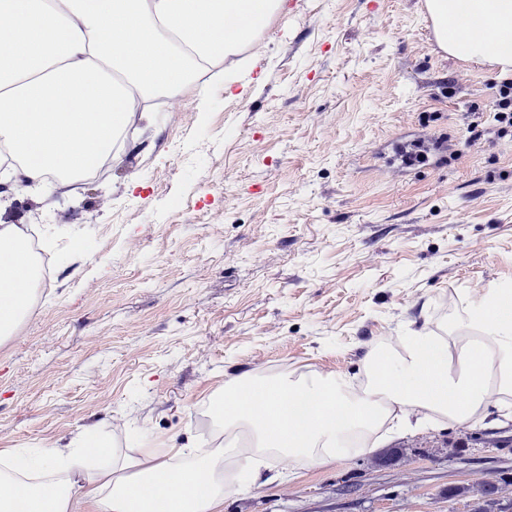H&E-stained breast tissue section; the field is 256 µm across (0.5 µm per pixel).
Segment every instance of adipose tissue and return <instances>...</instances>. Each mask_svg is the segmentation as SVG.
<instances>
[{"mask_svg":"<svg viewBox=\"0 0 512 512\" xmlns=\"http://www.w3.org/2000/svg\"><path fill=\"white\" fill-rule=\"evenodd\" d=\"M491 37L461 34L459 2ZM280 0H0V142L22 159L26 184L48 171L89 170L125 132L133 89L188 92L190 73L239 53ZM449 50L480 63L512 65V0H429ZM0 341L32 305L29 251L0 229ZM364 378L309 372L226 382L218 404L222 438L208 450L134 448L90 462L98 439L62 454L44 449L26 466L0 458V512H222L269 457L308 466L371 453L387 438L425 425L466 426L512 416V283L472 292L444 333L427 326L375 345Z\"/></svg>","mask_w":512,"mask_h":512,"instance_id":"ef3b65f1","label":"adipose tissue"}]
</instances>
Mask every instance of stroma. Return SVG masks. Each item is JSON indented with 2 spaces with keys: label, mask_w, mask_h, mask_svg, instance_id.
<instances>
[{
  "label": "stroma",
  "mask_w": 512,
  "mask_h": 512,
  "mask_svg": "<svg viewBox=\"0 0 512 512\" xmlns=\"http://www.w3.org/2000/svg\"><path fill=\"white\" fill-rule=\"evenodd\" d=\"M299 2L180 111L144 104L102 179L37 210L34 191H0V217L37 226L54 259L51 292L0 343V452L87 435L207 448L229 378L362 377L368 346L443 330L470 289L512 282V138L490 114L512 68L442 55L422 0ZM434 133L448 163H386ZM387 445V466L271 459L223 512H479L488 482L512 512L511 419Z\"/></svg>",
  "instance_id": "35a3bbf8"
}]
</instances>
